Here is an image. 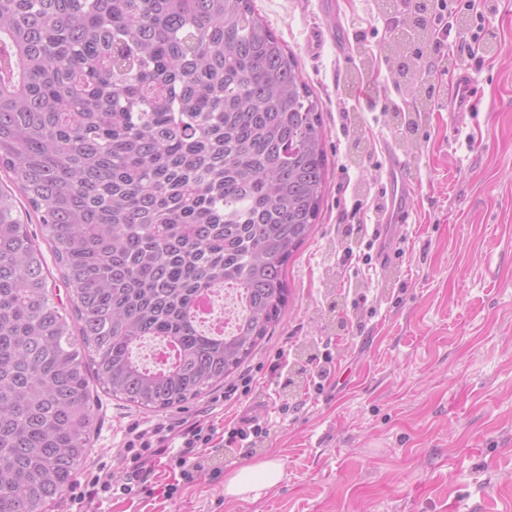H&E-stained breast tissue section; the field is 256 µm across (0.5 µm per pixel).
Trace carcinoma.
<instances>
[{
	"instance_id": "obj_1",
	"label": "carcinoma",
	"mask_w": 512,
	"mask_h": 512,
	"mask_svg": "<svg viewBox=\"0 0 512 512\" xmlns=\"http://www.w3.org/2000/svg\"><path fill=\"white\" fill-rule=\"evenodd\" d=\"M411 6L389 46L414 113L432 92ZM0 512H47L92 447L91 380L163 412L224 383L288 303L312 236L327 154L319 102L253 0H0ZM69 289L48 288L28 216ZM242 310L196 326L206 292ZM165 340V364L134 350Z\"/></svg>"
}]
</instances>
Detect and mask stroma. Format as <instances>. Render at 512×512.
I'll use <instances>...</instances> for the list:
<instances>
[{
  "label": "stroma",
  "mask_w": 512,
  "mask_h": 512,
  "mask_svg": "<svg viewBox=\"0 0 512 512\" xmlns=\"http://www.w3.org/2000/svg\"><path fill=\"white\" fill-rule=\"evenodd\" d=\"M319 2L254 0L320 102L328 158L320 219L286 271L279 322L237 373L183 407L153 414L93 387V446L79 471L104 461L122 472L126 431L153 419L222 429L253 418L269 433L255 448L215 438L200 451L204 471L173 500L95 502L90 512H512V14H469L452 29L447 65L473 71L475 108L449 118L443 76L407 136L384 110L389 98L411 103L385 51L394 33L371 21L379 0H336L332 17ZM336 18L347 58L311 38ZM479 24L495 51L460 54L455 38ZM387 139L420 182L413 219L388 231L393 261L353 279L336 254L367 249L354 206H379ZM282 352L291 387L269 374ZM326 352L324 387L303 399L308 359ZM270 457L284 463L279 484L225 497V477Z\"/></svg>",
  "instance_id": "obj_1"
}]
</instances>
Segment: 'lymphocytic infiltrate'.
Masks as SVG:
<instances>
[{
	"label": "lymphocytic infiltrate",
	"instance_id": "obj_1",
	"mask_svg": "<svg viewBox=\"0 0 512 512\" xmlns=\"http://www.w3.org/2000/svg\"><path fill=\"white\" fill-rule=\"evenodd\" d=\"M217 429L205 422L185 424L182 421L157 423L147 428L132 427L124 445L126 471L122 478L112 476L106 465H98L84 480L75 482L70 500L73 506H82L101 497H133L136 494L153 495L151 479L154 460H165L176 478L166 484V498L177 496L182 486L196 481L201 470L193 456L198 449L208 447L214 440Z\"/></svg>",
	"mask_w": 512,
	"mask_h": 512
}]
</instances>
